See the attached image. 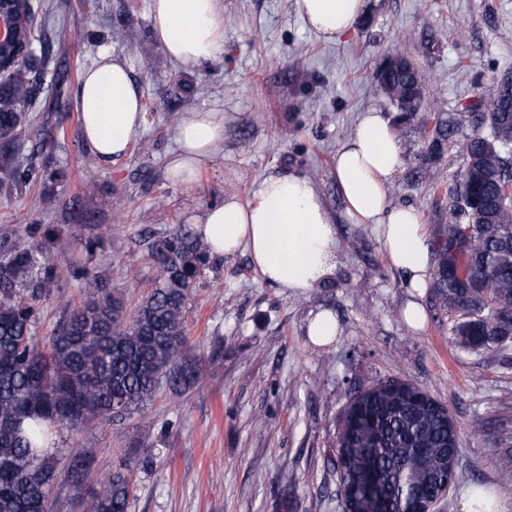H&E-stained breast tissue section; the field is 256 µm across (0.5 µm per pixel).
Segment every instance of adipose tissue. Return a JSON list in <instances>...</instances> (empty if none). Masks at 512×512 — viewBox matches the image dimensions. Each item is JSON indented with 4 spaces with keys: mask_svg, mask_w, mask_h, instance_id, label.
Returning <instances> with one entry per match:
<instances>
[{
    "mask_svg": "<svg viewBox=\"0 0 512 512\" xmlns=\"http://www.w3.org/2000/svg\"><path fill=\"white\" fill-rule=\"evenodd\" d=\"M294 3L298 14L328 42L348 36L368 9V0ZM151 24L155 42L173 61L197 64L224 55V0H151ZM74 106L81 114L83 139L101 160L125 155L144 123L142 98L128 67L107 53L84 72ZM223 143V113H185L166 163L167 178L192 187ZM403 153L392 120L369 110L360 113L337 150L333 172L347 214L376 231L386 260L401 275L408 291L404 321L419 326L426 319L421 299L431 281V246L417 209L392 204L388 198ZM193 222L210 254L246 249L265 282L278 288L301 292L317 287L336 265V227L305 175H269L249 203L227 197L201 210Z\"/></svg>",
    "mask_w": 512,
    "mask_h": 512,
    "instance_id": "obj_1",
    "label": "adipose tissue"
}]
</instances>
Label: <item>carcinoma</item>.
<instances>
[{
	"instance_id": "cac0c4a2",
	"label": "carcinoma",
	"mask_w": 512,
	"mask_h": 512,
	"mask_svg": "<svg viewBox=\"0 0 512 512\" xmlns=\"http://www.w3.org/2000/svg\"><path fill=\"white\" fill-rule=\"evenodd\" d=\"M31 62L0 81V188L26 189L37 168L18 159L27 125L21 108L37 101ZM400 123H411L426 102L428 76L411 60L375 73ZM477 129L456 140L463 165L448 185L443 227L434 239L433 295L450 316V335L464 349L496 351L512 341V92L486 94ZM436 146L457 134L453 115L416 127ZM49 225L30 224L4 240L0 256V512H51L53 490L68 487L80 512H129L135 482L121 469L92 487L85 466L94 449L73 448L66 468L55 448H42L50 423L79 431L143 411L162 386L180 395L196 379L186 354V304L209 266L208 247L177 225L149 245L151 288L131 315L122 293L104 287L83 297L47 346L34 336L40 301L55 288L56 267L40 259ZM103 235L84 239L73 274L88 277ZM461 428L442 403L414 384L388 379L354 391L339 416L334 448L339 481L356 508L408 512L411 502L438 489Z\"/></svg>"
}]
</instances>
